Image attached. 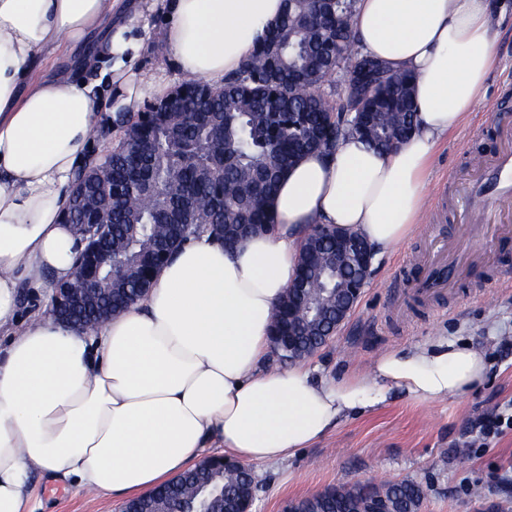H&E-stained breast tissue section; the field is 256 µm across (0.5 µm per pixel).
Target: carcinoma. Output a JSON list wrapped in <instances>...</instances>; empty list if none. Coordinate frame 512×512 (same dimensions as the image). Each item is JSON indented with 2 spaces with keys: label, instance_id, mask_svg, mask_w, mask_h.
<instances>
[{
  "label": "carcinoma",
  "instance_id": "obj_1",
  "mask_svg": "<svg viewBox=\"0 0 512 512\" xmlns=\"http://www.w3.org/2000/svg\"><path fill=\"white\" fill-rule=\"evenodd\" d=\"M357 0H283L270 35L243 60L240 70L211 87L184 79L170 108L126 115L116 124L123 137L109 153L112 197L78 176V205L68 204L64 220L94 224L106 215L112 237L106 244L112 267L103 269V302L91 305L85 325L98 320L105 305L116 314L150 288V272L161 252L173 254L183 242V224H207L224 243L246 234V225L271 223L265 208L283 172L301 156L330 155L340 137L356 134L389 151L415 126L414 76L389 72L365 95L344 93L333 105L318 89L336 71L372 61L354 49L352 28ZM339 112H366L358 129ZM327 248L302 253L311 287L288 292L275 315L274 335L297 336L294 359L309 357L320 325L336 317V288L324 290L319 276L329 265ZM251 485L245 469L230 460L206 463L174 478L160 490L134 499L136 512H226L246 499ZM393 512H418L421 487L411 481L328 488L298 500L290 512H359L375 497Z\"/></svg>",
  "mask_w": 512,
  "mask_h": 512
}]
</instances>
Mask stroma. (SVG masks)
I'll list each match as a JSON object with an SVG mask.
<instances>
[{"label": "stroma", "instance_id": "stroma-1", "mask_svg": "<svg viewBox=\"0 0 512 512\" xmlns=\"http://www.w3.org/2000/svg\"><path fill=\"white\" fill-rule=\"evenodd\" d=\"M496 63L482 102L437 147L428 181V207L414 234L378 260L359 300L336 336L312 354L318 378H333L353 366L370 367L386 348H403L435 336L483 346L488 371L482 385L434 404L397 399L376 412L342 421L325 438L285 460L254 466L253 512H285L288 502L330 487L411 480L424 493L420 512H512V429L485 447L458 456L480 413L512 403V238L486 240L476 248L487 262L471 266L450 290L424 297L414 285L431 262L433 243L456 231L454 177L468 172L475 154L500 145L493 121L497 108L512 103V9L499 19ZM500 281L493 298L485 285ZM39 512H120L125 499L77 493L36 477Z\"/></svg>", "mask_w": 512, "mask_h": 512}]
</instances>
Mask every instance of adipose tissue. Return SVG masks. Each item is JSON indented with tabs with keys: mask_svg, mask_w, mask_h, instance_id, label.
<instances>
[{
	"mask_svg": "<svg viewBox=\"0 0 512 512\" xmlns=\"http://www.w3.org/2000/svg\"><path fill=\"white\" fill-rule=\"evenodd\" d=\"M282 10L283 0H0V512H36V473L135 495L211 446L277 461L394 394L428 404L483 382V350L444 336L329 381L269 361L306 229L358 234L378 255L416 229L436 147L479 104L494 61L491 0H358L361 52L416 76L407 142L381 152L350 135L332 155L304 156L268 203L275 232L230 247L192 239L144 297L95 329L39 312L19 320L21 283L51 289L74 277L83 245L63 213L101 122L169 90L139 65L152 27L176 74L219 87ZM86 45L75 71L34 68L37 56Z\"/></svg>",
	"mask_w": 512,
	"mask_h": 512,
	"instance_id": "1",
	"label": "adipose tissue"
}]
</instances>
